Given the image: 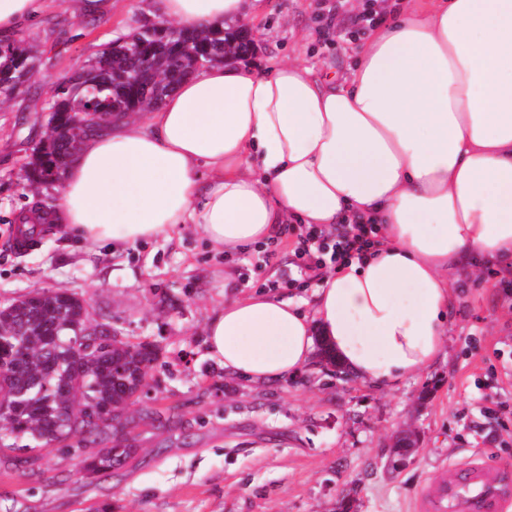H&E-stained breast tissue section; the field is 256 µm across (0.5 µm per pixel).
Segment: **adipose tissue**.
<instances>
[{"instance_id": "adipose-tissue-1", "label": "adipose tissue", "mask_w": 512, "mask_h": 512, "mask_svg": "<svg viewBox=\"0 0 512 512\" xmlns=\"http://www.w3.org/2000/svg\"><path fill=\"white\" fill-rule=\"evenodd\" d=\"M54 0H0V35ZM177 26L256 20L271 0H154ZM58 207L17 219L63 225L117 251L200 229L232 256L296 222L377 225L359 259L323 274L312 303L225 297L206 345L252 385L306 368L322 339L353 378L392 388L440 357L456 268L512 263V0H416L367 32L347 76L299 61H235L185 78L156 108L93 132Z\"/></svg>"}]
</instances>
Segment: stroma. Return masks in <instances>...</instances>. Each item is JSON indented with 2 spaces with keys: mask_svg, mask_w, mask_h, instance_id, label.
Segmentation results:
<instances>
[{
  "mask_svg": "<svg viewBox=\"0 0 512 512\" xmlns=\"http://www.w3.org/2000/svg\"><path fill=\"white\" fill-rule=\"evenodd\" d=\"M111 17L82 19L55 0L24 28L42 63L30 94L0 105V305L46 289L84 299L132 342L155 345L152 384L130 409L135 452L110 476L84 477L81 444L25 470L0 464V512H412L444 464L483 452L512 462V267L480 262L460 273L437 362L396 389L347 377L321 359L295 377L250 386L225 374L205 344L225 293L263 290L292 269L297 225L233 257L193 226L118 252L95 251L58 224L16 253L13 217L29 199L55 206L56 187L32 188L21 164L49 120L48 90L104 44L155 20L152 0H123ZM332 0H273L250 23L242 59L258 71L300 60L340 77L360 38L330 29ZM496 406L497 418L483 410ZM415 434L417 450L395 456Z\"/></svg>",
  "mask_w": 512,
  "mask_h": 512,
  "instance_id": "1",
  "label": "stroma"
}]
</instances>
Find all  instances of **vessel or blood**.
Wrapping results in <instances>:
<instances>
[{"instance_id":"b4317fda","label":"vessel or blood","mask_w":512,"mask_h":512,"mask_svg":"<svg viewBox=\"0 0 512 512\" xmlns=\"http://www.w3.org/2000/svg\"><path fill=\"white\" fill-rule=\"evenodd\" d=\"M416 512H512V465L483 455L449 464L439 481L424 487Z\"/></svg>"}]
</instances>
